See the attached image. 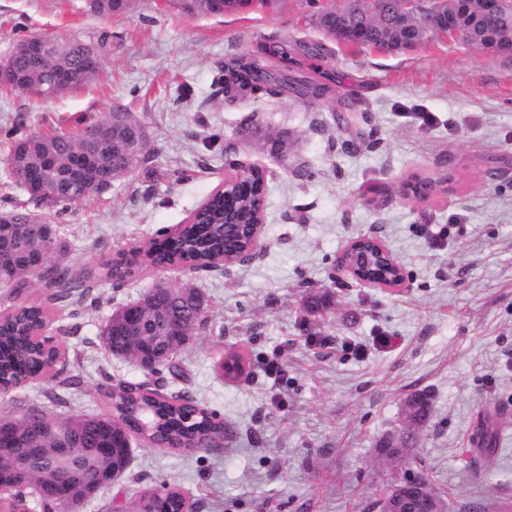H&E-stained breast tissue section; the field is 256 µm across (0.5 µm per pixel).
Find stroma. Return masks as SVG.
I'll return each instance as SVG.
<instances>
[{"label":"stroma","mask_w":512,"mask_h":512,"mask_svg":"<svg viewBox=\"0 0 512 512\" xmlns=\"http://www.w3.org/2000/svg\"><path fill=\"white\" fill-rule=\"evenodd\" d=\"M323 5L271 0L189 17L139 0L111 19L87 13L85 0H0V60L30 36L112 34L88 86L49 100L0 93V162L9 131L73 132L115 107L137 117L158 158L155 175L134 170L55 217L76 270L99 274L118 251L182 223L237 166H260L269 185L264 246L251 261L150 269L98 288L96 304L53 309L81 387L62 405L44 380L0 397V417L31 405L57 419L106 413L98 386L147 379L105 350L107 317L161 281L201 294L207 322L181 354L187 379L164 390L190 392L222 417L223 449L176 454L133 440L123 477L79 512L128 506L164 482L193 512H371L382 489L420 473L447 492L449 512H512V52L437 35L399 52L344 45L319 28ZM242 57L335 95L227 98L224 66ZM343 100L376 146L347 150L351 135L333 118ZM256 128L299 142L275 155L256 147ZM414 176L448 189L417 202L403 188ZM372 233L403 268V286L332 281L348 242ZM232 353L247 365L236 382L216 370ZM419 391L432 398L431 419L402 461H386L378 444L402 430V404ZM489 406L497 442L483 460L477 422Z\"/></svg>","instance_id":"35a3bbf8"}]
</instances>
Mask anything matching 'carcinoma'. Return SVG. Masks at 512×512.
I'll list each match as a JSON object with an SVG mask.
<instances>
[{"label": "carcinoma", "instance_id": "obj_1", "mask_svg": "<svg viewBox=\"0 0 512 512\" xmlns=\"http://www.w3.org/2000/svg\"><path fill=\"white\" fill-rule=\"evenodd\" d=\"M478 0H457L455 9L460 28L476 37V47L491 53L504 52L500 28L512 25V11L505 17H493L477 8ZM137 0H87L88 11L108 18L121 17L135 8ZM169 6L187 16L206 15L199 0H170ZM357 27L366 28L363 46L370 47L383 41L389 31V21L379 18L373 23L363 18L354 21ZM93 43L98 47L100 58H105L112 49V34L102 31L89 35L64 37L58 44V60L65 62L72 47ZM13 67L18 74L16 82L8 90L32 95L41 88L42 99H55L84 87H59L49 75L34 76L27 69L25 56L12 50ZM259 65L240 60L228 68L224 77V93L259 95L277 93L287 89L296 98L309 101V89L315 82L304 77L275 78V89L256 78ZM112 126V151L84 152V133L97 126ZM142 123L124 109H116L110 115L83 126L75 133L54 131L38 135L21 136L14 140L9 156L4 163V180L22 191L29 189L35 175L54 182L60 191L58 205L67 208L92 197L85 186L93 181L96 185L112 186V182L137 168L151 170L153 158L149 153L135 156L128 152L127 140L135 135ZM56 154L55 163L42 168L22 166L18 157L26 154L41 157L48 151ZM82 154V160L71 165V155ZM268 184L257 170L223 192L212 194L209 199L193 211L192 221L184 224L172 236L140 244L144 256L151 263L187 260L198 267L209 265L226 252L241 250L251 245L247 232L232 239L224 237V215H236L250 222L266 215ZM66 244L60 228L28 209L16 208L0 212V288L11 289V294L21 292L35 284L49 290L46 300L65 307L75 296L89 298L101 281H92L81 276L65 259ZM191 323L196 331L206 322L205 307L195 304L185 308L180 304L171 307ZM49 316V309L42 303H31L16 316L0 323V395H6L10 387L20 386L32 379L48 377L58 381V387L71 389L81 385L80 377L68 374L66 358L56 359L51 353L30 340L31 332ZM103 336L127 338L131 348L130 360L137 361L139 351L145 345L147 332L137 327V321H128L121 329L112 327L107 321L101 329ZM109 401V425L101 430L82 428L70 417L54 419L38 406L31 407L23 416L0 419V486L7 495L0 500V512H31L36 505L41 512H62L70 498L83 494V489L69 484L68 473L55 470L52 480L54 491L47 489L38 493L45 482L43 470L19 468L26 461L27 450L38 448L44 465H49L55 439L48 428L71 431L75 435L74 454L82 456L88 448H103V466L119 463L131 457L132 449L125 447L126 437L135 434L146 443L166 448L172 452H190L221 448L229 427L217 419L214 412L196 403L187 395H177L168 400L153 390L133 389L127 382L109 385L105 390ZM481 436V451L487 455L495 452L496 431L491 415L484 414L478 423ZM189 503L181 488L163 484L139 492L131 503L132 512H182Z\"/></svg>", "mask_w": 512, "mask_h": 512}]
</instances>
